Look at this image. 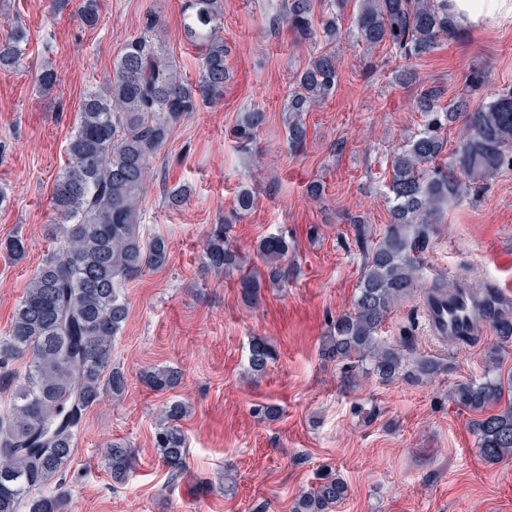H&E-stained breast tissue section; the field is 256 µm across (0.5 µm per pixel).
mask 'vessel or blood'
I'll return each instance as SVG.
<instances>
[{
	"label": "vessel or blood",
	"instance_id": "b4317fda",
	"mask_svg": "<svg viewBox=\"0 0 512 512\" xmlns=\"http://www.w3.org/2000/svg\"><path fill=\"white\" fill-rule=\"evenodd\" d=\"M512 309V292L491 287L461 288L454 296H430L423 313L432 334L443 343H460L484 335L493 322Z\"/></svg>",
	"mask_w": 512,
	"mask_h": 512
}]
</instances>
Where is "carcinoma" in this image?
I'll return each instance as SVG.
<instances>
[{
  "label": "carcinoma",
  "mask_w": 512,
  "mask_h": 512,
  "mask_svg": "<svg viewBox=\"0 0 512 512\" xmlns=\"http://www.w3.org/2000/svg\"><path fill=\"white\" fill-rule=\"evenodd\" d=\"M325 1L328 13L318 29L313 24L315 0H288L283 14L293 32L329 45L297 73L288 98L285 133L294 150L306 141L302 113L321 104L338 81L333 50L343 39L338 0H320ZM79 13L85 25H95L97 0H82ZM223 19L224 0H187L183 35L204 51L197 82L184 78L139 37L123 46L112 77L85 92L68 143V163L56 176L51 197L62 245L36 272L0 340V368L19 356L28 358L9 409L0 413V512H64L66 499L58 487L84 414L102 396L119 399L125 393L126 374L112 365V339L129 315L123 285L147 269L164 266L169 257L163 238L147 240L142 232L141 199L150 162L189 114L224 98L229 72L220 34ZM355 32L370 48H383L409 62L434 51L440 40L454 39L459 29L447 0H361ZM27 41L19 24L0 37V68L18 67ZM446 94L439 86L419 93L416 109L424 116V128L391 159L390 224L375 242L368 241L365 229H356L366 250L358 294L352 311L332 321L322 348L326 360L351 363L383 382L400 377L430 381L441 371L436 359L388 345L380 329L395 305L413 291L429 231L448 203L465 198L472 185L512 169V90L473 108L464 97L443 105ZM460 119L453 159L442 163L447 146L442 131ZM263 121L264 113L245 112L233 136L247 146ZM253 206V193L241 190L204 245L207 267L217 275L240 274L241 295L250 302L262 284L244 272V259L230 233ZM289 249L284 233L260 241L266 282L284 284L292 278ZM273 358L265 339H253L248 374L263 375ZM498 360V351L489 350L482 376L450 391L456 405L477 414L472 429L488 462L512 457V373L502 377ZM143 380L152 390L167 392L179 385L180 372L155 367ZM186 413L184 402L167 403L154 434L159 459L172 477L186 467L187 440L180 427ZM108 460L112 481L125 482L134 465L130 446L120 439L112 442ZM347 494L346 482L326 471L315 488L296 498L292 512H331Z\"/></svg>",
  "instance_id": "obj_1"
}]
</instances>
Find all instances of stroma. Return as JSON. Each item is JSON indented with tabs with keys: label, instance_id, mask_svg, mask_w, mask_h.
Returning a JSON list of instances; mask_svg holds the SVG:
<instances>
[{
	"label": "stroma",
	"instance_id": "35a3bbf8",
	"mask_svg": "<svg viewBox=\"0 0 512 512\" xmlns=\"http://www.w3.org/2000/svg\"><path fill=\"white\" fill-rule=\"evenodd\" d=\"M78 0H0V35L15 23L28 33L19 68L0 70V242L18 236L27 251L12 260L0 250V338L46 255L53 249L50 207L55 178L89 85L106 81L130 40L147 36L155 50L197 81L202 52L183 35L184 0H99V20L84 25ZM285 0H224L230 79L224 98L177 126L150 163L141 210L146 237L169 247L167 263L127 281L128 319L112 342V362L127 374L121 399L104 397L85 414L63 478L66 512H291L325 469L339 474L348 495L333 512H512V459L486 462L469 423L472 412L448 399L458 382L481 375L490 347L512 370V342L495 331L469 345L437 342L422 314L430 285L465 280L512 289V170L449 206L430 233L418 288L389 315L381 336L438 358L433 381L351 377L325 361L329 325L352 310L363 264L355 226L382 236L391 201L393 153L417 134L421 88L441 85L449 99L488 102L512 89V24L461 29L414 60L415 83L396 81L399 63L385 50H366L350 32L356 0H346L336 44L335 92L303 113L307 138L291 153L284 108L295 75L316 51L279 18ZM52 65L58 83L41 94L37 78ZM265 122L255 143L238 148L229 131L244 112ZM320 196H311V185ZM252 189L255 206L231 237L248 266H261V239L286 232L295 275L263 285L245 303L237 274L204 268L203 244L213 224ZM187 191L169 206L172 190ZM261 337L275 359L259 378L248 376L249 348ZM171 366L178 387L156 392L144 370ZM180 400L189 456L173 478L152 435L164 404ZM274 404L275 420L256 408ZM134 450V469L114 483L106 450L113 439ZM233 481L232 494L219 483Z\"/></svg>",
	"mask_w": 512,
	"mask_h": 512
}]
</instances>
